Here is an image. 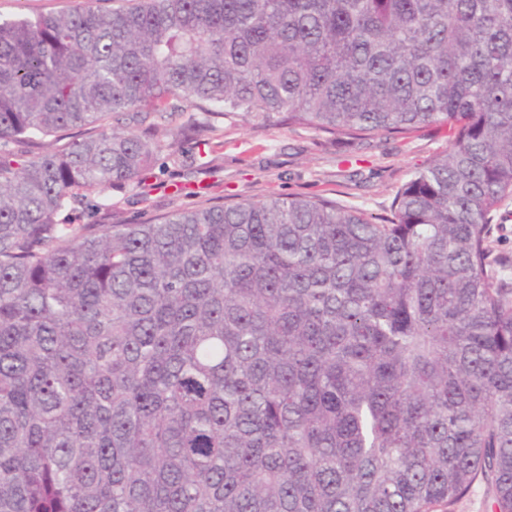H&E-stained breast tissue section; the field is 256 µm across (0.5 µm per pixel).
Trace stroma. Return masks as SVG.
<instances>
[{"mask_svg": "<svg viewBox=\"0 0 512 512\" xmlns=\"http://www.w3.org/2000/svg\"><path fill=\"white\" fill-rule=\"evenodd\" d=\"M447 149L443 127L407 138L337 141L273 120L218 118L203 144L189 141L162 154L144 186H113L111 221L142 224L179 210L272 196H315L383 214L414 171ZM202 155L212 166L199 172L194 161Z\"/></svg>", "mask_w": 512, "mask_h": 512, "instance_id": "stroma-1", "label": "stroma"}]
</instances>
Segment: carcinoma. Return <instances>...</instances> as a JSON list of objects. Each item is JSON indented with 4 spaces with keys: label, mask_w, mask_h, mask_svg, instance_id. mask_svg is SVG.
Masks as SVG:
<instances>
[{
    "label": "carcinoma",
    "mask_w": 512,
    "mask_h": 512,
    "mask_svg": "<svg viewBox=\"0 0 512 512\" xmlns=\"http://www.w3.org/2000/svg\"><path fill=\"white\" fill-rule=\"evenodd\" d=\"M202 102L448 128L376 217L319 197L58 219ZM133 113L144 131L112 125ZM87 137L43 140L74 126ZM512 0H124L0 17V512H512ZM501 224H494L492 233L494 255L505 260L512 258V199L503 206ZM436 512H495L493 495L484 481H476L470 490L448 506Z\"/></svg>",
    "instance_id": "1"
}]
</instances>
